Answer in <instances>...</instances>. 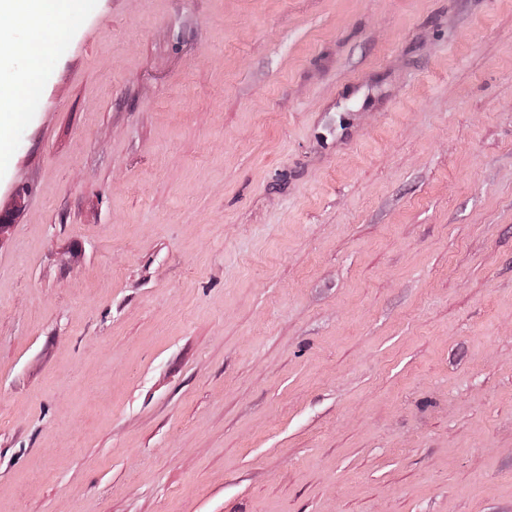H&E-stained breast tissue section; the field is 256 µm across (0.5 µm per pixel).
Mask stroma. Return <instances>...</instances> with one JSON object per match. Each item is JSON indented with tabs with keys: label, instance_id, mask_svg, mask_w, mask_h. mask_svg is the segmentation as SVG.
Listing matches in <instances>:
<instances>
[{
	"label": "stroma",
	"instance_id": "35a3bbf8",
	"mask_svg": "<svg viewBox=\"0 0 512 512\" xmlns=\"http://www.w3.org/2000/svg\"><path fill=\"white\" fill-rule=\"evenodd\" d=\"M0 17V512H512V0ZM74 1L2 0L0 2V15L2 11H7L30 30L29 41L19 48L20 53L29 58V64L19 77L16 88L18 92L24 93L38 85V58L48 47L42 35L46 19L49 18L59 28L66 27L73 15Z\"/></svg>",
	"mask_w": 512,
	"mask_h": 512
}]
</instances>
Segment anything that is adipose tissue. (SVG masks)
<instances>
[{
	"label": "adipose tissue",
	"mask_w": 512,
	"mask_h": 512,
	"mask_svg": "<svg viewBox=\"0 0 512 512\" xmlns=\"http://www.w3.org/2000/svg\"><path fill=\"white\" fill-rule=\"evenodd\" d=\"M73 4L74 0H0V12L11 13L30 31L28 42L19 48L20 53L29 59L27 68L19 77V92H26L38 84V58L47 49L43 39L45 23L50 21L57 27H66L73 15Z\"/></svg>",
	"instance_id": "ef3b65f1"
}]
</instances>
